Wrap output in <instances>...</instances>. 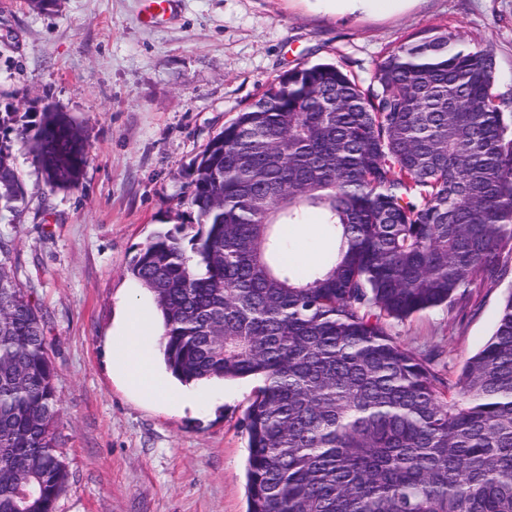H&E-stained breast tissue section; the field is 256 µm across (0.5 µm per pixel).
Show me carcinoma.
<instances>
[{
    "label": "carcinoma",
    "instance_id": "carcinoma-1",
    "mask_svg": "<svg viewBox=\"0 0 512 512\" xmlns=\"http://www.w3.org/2000/svg\"><path fill=\"white\" fill-rule=\"evenodd\" d=\"M491 51L432 27L367 87L333 64L288 72L188 172L201 231H158L128 271L156 298L184 384L262 382L248 407L247 512H512V293L455 378L394 323L512 276V113ZM53 188L79 186L63 112L0 113ZM24 196L0 142V211ZM331 244L301 267L290 231ZM43 316L0 262V512H55L69 481Z\"/></svg>",
    "mask_w": 512,
    "mask_h": 512
}]
</instances>
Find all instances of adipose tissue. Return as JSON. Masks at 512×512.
I'll return each instance as SVG.
<instances>
[{
  "instance_id": "ef3b65f1",
  "label": "adipose tissue",
  "mask_w": 512,
  "mask_h": 512,
  "mask_svg": "<svg viewBox=\"0 0 512 512\" xmlns=\"http://www.w3.org/2000/svg\"><path fill=\"white\" fill-rule=\"evenodd\" d=\"M162 332L161 321L147 314L135 298L122 299L110 331L112 369L126 389L140 398L172 405L196 402V395L183 396L169 388L157 370Z\"/></svg>"
}]
</instances>
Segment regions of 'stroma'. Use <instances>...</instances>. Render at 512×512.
Returning <instances> with one entry per match:
<instances>
[{
  "mask_svg": "<svg viewBox=\"0 0 512 512\" xmlns=\"http://www.w3.org/2000/svg\"><path fill=\"white\" fill-rule=\"evenodd\" d=\"M143 0H61L40 12L0 0V113L49 107L88 140L71 190L46 185L14 144L26 193L0 215L6 262L38 304L55 368L56 438L70 480L56 512H246L243 419L258 387L213 385L211 406L174 409L128 393L106 338L128 267L160 229L195 233L188 171L212 137L288 71L328 62L368 81L411 34L445 27L493 54L500 97H512V0H178L157 23ZM309 212L292 235L308 266L328 242ZM507 285L469 304L396 323L398 340L456 372L491 336Z\"/></svg>",
  "mask_w": 512,
  "mask_h": 512,
  "instance_id": "stroma-1",
  "label": "stroma"
}]
</instances>
